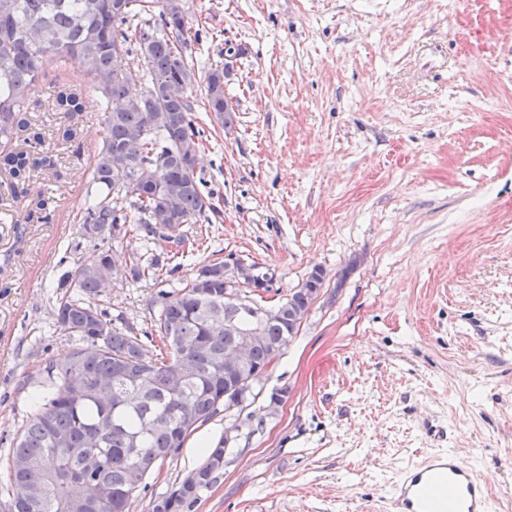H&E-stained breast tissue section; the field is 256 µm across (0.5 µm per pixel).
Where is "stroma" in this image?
I'll return each instance as SVG.
<instances>
[{
    "label": "stroma",
    "mask_w": 512,
    "mask_h": 512,
    "mask_svg": "<svg viewBox=\"0 0 512 512\" xmlns=\"http://www.w3.org/2000/svg\"><path fill=\"white\" fill-rule=\"evenodd\" d=\"M185 27L196 170L216 211L184 225L176 271L118 268L103 308L150 330L159 291L230 255L271 276L261 306L313 268L324 282L240 415L193 433L131 512H152L233 423L191 512H395L400 475L444 449L476 467L493 512H512V0H186ZM224 65L229 128L204 105ZM82 75L77 60L47 66L29 112L47 219L0 185V503L36 391L74 346L54 326L59 283L95 252L81 217L97 92L81 86L78 142L57 137L55 86Z\"/></svg>",
    "instance_id": "35a3bbf8"
}]
</instances>
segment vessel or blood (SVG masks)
<instances>
[{"label":"vessel or blood","instance_id":"1","mask_svg":"<svg viewBox=\"0 0 512 512\" xmlns=\"http://www.w3.org/2000/svg\"><path fill=\"white\" fill-rule=\"evenodd\" d=\"M396 512H489L486 485L454 451L435 453L405 471L395 492Z\"/></svg>","mask_w":512,"mask_h":512}]
</instances>
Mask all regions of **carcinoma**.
<instances>
[{"instance_id": "1", "label": "carcinoma", "mask_w": 512, "mask_h": 512, "mask_svg": "<svg viewBox=\"0 0 512 512\" xmlns=\"http://www.w3.org/2000/svg\"><path fill=\"white\" fill-rule=\"evenodd\" d=\"M161 4L158 19L133 23ZM185 0H0V168L8 172L13 198L29 199L30 214L48 208L50 197L32 191L29 154L13 147L19 137L43 142L41 129L26 116L48 64L63 68L81 61L86 82L104 104L105 135L91 182L97 195L83 216L86 232L103 249L79 261L54 312L56 326L76 341L67 361L48 369L38 407L12 448L9 485L22 497L8 500L6 512H130L145 478L179 456L187 438L224 404V359L238 336L253 331L250 370H266L288 349L299 326L288 319V303L305 305L310 280L279 304L282 312L263 319L248 311L237 316L239 330L224 324L229 315L224 288L234 273L223 261L207 264L194 277L159 294L153 335L167 356H150L130 324L118 326L92 303L115 270L124 237L185 248L181 227L216 212L200 189L196 173L198 137L193 102L186 95L195 79L184 52ZM141 53L144 69L129 56ZM225 68L206 77L209 111L233 124L224 92ZM139 80L145 91L133 96ZM57 110L83 111L69 84L56 93ZM133 279H155L156 254H128ZM224 470V441L208 449L195 470L199 479L176 482L153 512H188L198 491L212 486ZM83 486L87 503L71 502L73 485ZM42 491L31 501L25 493Z\"/></svg>"}]
</instances>
